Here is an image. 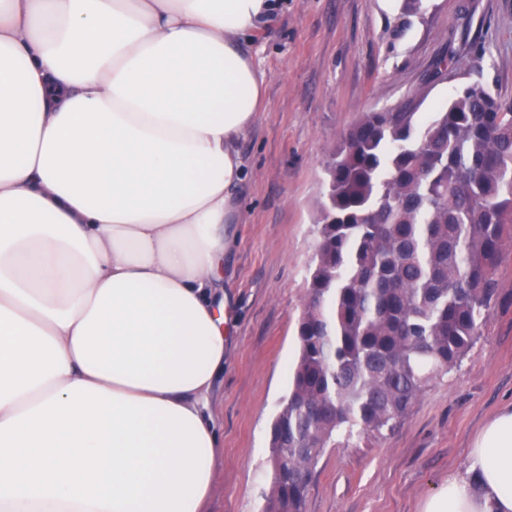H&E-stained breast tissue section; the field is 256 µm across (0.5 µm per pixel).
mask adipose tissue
I'll return each mask as SVG.
<instances>
[{
	"label": "adipose tissue",
	"mask_w": 512,
	"mask_h": 512,
	"mask_svg": "<svg viewBox=\"0 0 512 512\" xmlns=\"http://www.w3.org/2000/svg\"><path fill=\"white\" fill-rule=\"evenodd\" d=\"M271 0H0V512H202ZM424 512H512V407Z\"/></svg>",
	"instance_id": "obj_1"
}]
</instances>
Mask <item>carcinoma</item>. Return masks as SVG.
<instances>
[{"instance_id": "obj_1", "label": "carcinoma", "mask_w": 512, "mask_h": 512, "mask_svg": "<svg viewBox=\"0 0 512 512\" xmlns=\"http://www.w3.org/2000/svg\"><path fill=\"white\" fill-rule=\"evenodd\" d=\"M415 109L361 113L329 155L263 512H305L301 474L332 440L394 429L489 314L512 234V99L478 72L428 119Z\"/></svg>"}]
</instances>
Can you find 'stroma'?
I'll use <instances>...</instances> for the list:
<instances>
[{
    "label": "stroma",
    "instance_id": "1",
    "mask_svg": "<svg viewBox=\"0 0 512 512\" xmlns=\"http://www.w3.org/2000/svg\"><path fill=\"white\" fill-rule=\"evenodd\" d=\"M246 47L265 74L258 119L238 144L242 205L228 226L224 293L231 323L212 409L223 436L204 512H261L269 435L288 394L325 161L364 112L410 98L438 111L481 70L512 98V0H273ZM460 75L431 79L436 58ZM490 316L461 365L435 380L397 427L325 449L305 512H422L449 476L468 477L481 428L512 404V242L494 269Z\"/></svg>",
    "mask_w": 512,
    "mask_h": 512
}]
</instances>
